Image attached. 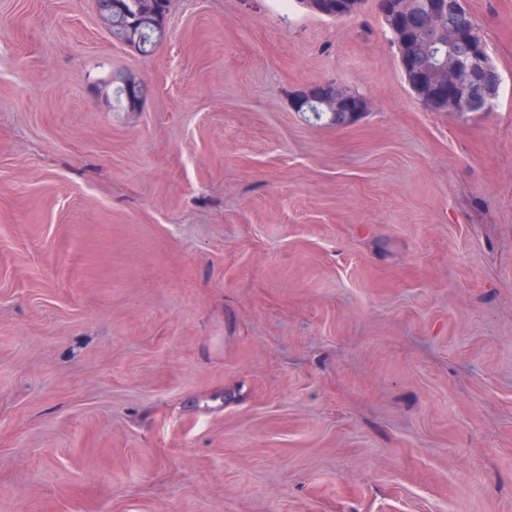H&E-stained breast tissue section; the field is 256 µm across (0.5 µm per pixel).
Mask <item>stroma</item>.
Returning <instances> with one entry per match:
<instances>
[{"label":"stroma","instance_id":"obj_1","mask_svg":"<svg viewBox=\"0 0 512 512\" xmlns=\"http://www.w3.org/2000/svg\"><path fill=\"white\" fill-rule=\"evenodd\" d=\"M464 3L489 112L378 0H172L149 55L0 0V512H512V0ZM415 20L418 27H423L428 22V16L422 12L415 18V14L410 13L395 25L399 32L397 46L401 55L421 56L428 49L429 40L416 29ZM441 64H444L447 84L456 87L457 96L468 111L476 112L489 107L496 97L500 76L497 69L488 65L486 52L466 57L454 53V58L448 59V62L444 59ZM462 71H465L463 76L459 75ZM325 106L331 113L333 120H336V126H349L355 124L364 107L360 103H351L344 95L336 92V99L325 100ZM336 112V113H334Z\"/></svg>","mask_w":512,"mask_h":512}]
</instances>
